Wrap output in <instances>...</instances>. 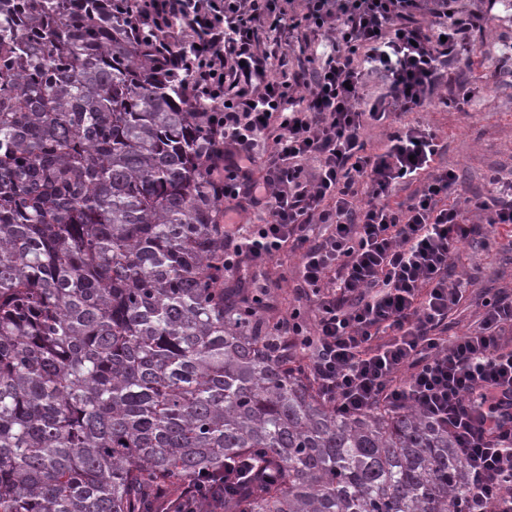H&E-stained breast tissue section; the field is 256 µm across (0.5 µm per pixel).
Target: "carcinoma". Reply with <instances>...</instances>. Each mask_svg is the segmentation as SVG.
<instances>
[{
  "label": "carcinoma",
  "instance_id": "carcinoma-1",
  "mask_svg": "<svg viewBox=\"0 0 512 512\" xmlns=\"http://www.w3.org/2000/svg\"><path fill=\"white\" fill-rule=\"evenodd\" d=\"M123 0H0V512H457L453 436L346 415L224 289L205 101Z\"/></svg>",
  "mask_w": 512,
  "mask_h": 512
}]
</instances>
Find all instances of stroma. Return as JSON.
<instances>
[{
    "label": "stroma",
    "mask_w": 512,
    "mask_h": 512,
    "mask_svg": "<svg viewBox=\"0 0 512 512\" xmlns=\"http://www.w3.org/2000/svg\"><path fill=\"white\" fill-rule=\"evenodd\" d=\"M512 50V12L498 5L486 13L473 47L452 59L420 110L362 133L369 153L384 147L389 134L406 123H416L436 134L444 147L441 165L460 176L461 197L481 201L488 197V176L496 169H512V61L503 56ZM457 262L470 283L466 297L449 317L454 332L475 328L482 317L481 302L497 289H512V237L499 234L483 242L460 247ZM298 256H281L252 268L253 289H265L260 315L275 319L298 307L311 313L298 298Z\"/></svg>",
    "instance_id": "stroma-1"
}]
</instances>
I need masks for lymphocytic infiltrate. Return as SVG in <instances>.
<instances>
[{"label": "lymphocytic infiltrate", "mask_w": 512, "mask_h": 512, "mask_svg": "<svg viewBox=\"0 0 512 512\" xmlns=\"http://www.w3.org/2000/svg\"><path fill=\"white\" fill-rule=\"evenodd\" d=\"M428 5L431 29L411 18ZM457 0H307L287 17L280 0H139L143 24L161 31L158 51L189 76L186 92L210 101L211 180L224 191V271L298 254L299 297L275 324L304 353L323 397L345 414L410 408L451 431L471 480L466 512H512V291L483 301L473 330L450 332L464 299L455 272L461 244L512 224V171L491 175L477 225L457 182L437 164L431 131L406 125L381 151L361 132L422 109L447 62L480 30L481 13L456 17ZM274 32L260 49L261 28ZM329 50L309 75L272 73L284 37ZM198 46L184 53L185 43ZM384 78L374 100L367 73ZM417 183L391 204L401 185ZM267 214L244 225L245 215Z\"/></svg>", "instance_id": "1"}]
</instances>
